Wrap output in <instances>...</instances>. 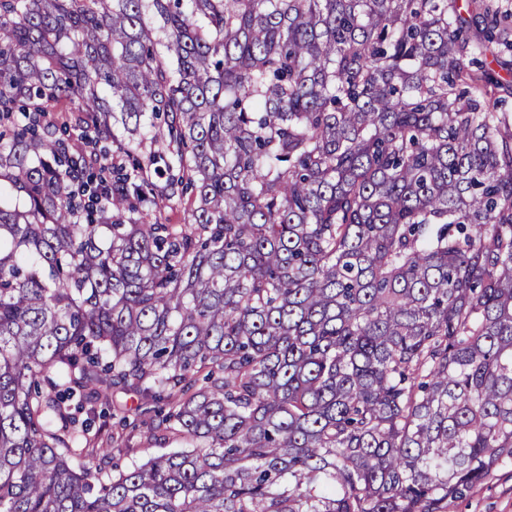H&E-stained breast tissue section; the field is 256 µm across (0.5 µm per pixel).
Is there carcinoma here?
Listing matches in <instances>:
<instances>
[{"label": "carcinoma", "mask_w": 512, "mask_h": 512, "mask_svg": "<svg viewBox=\"0 0 512 512\" xmlns=\"http://www.w3.org/2000/svg\"><path fill=\"white\" fill-rule=\"evenodd\" d=\"M511 31L0 0V512H448L512 464ZM103 405L181 447L111 474Z\"/></svg>", "instance_id": "cac0c4a2"}]
</instances>
